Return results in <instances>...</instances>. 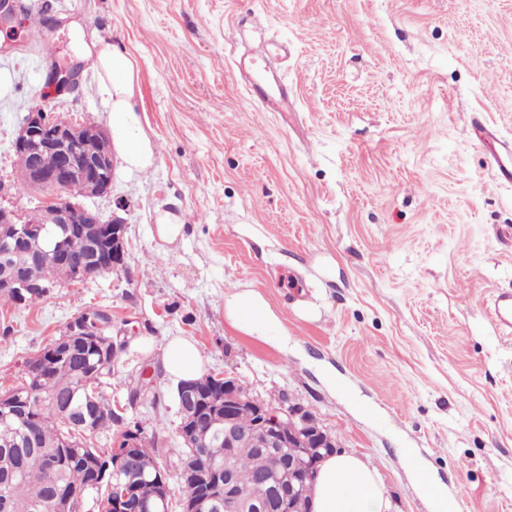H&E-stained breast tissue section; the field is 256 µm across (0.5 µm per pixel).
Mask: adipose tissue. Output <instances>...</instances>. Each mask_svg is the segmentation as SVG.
<instances>
[{
	"mask_svg": "<svg viewBox=\"0 0 512 512\" xmlns=\"http://www.w3.org/2000/svg\"><path fill=\"white\" fill-rule=\"evenodd\" d=\"M96 60L103 73L100 88L107 97L112 138L130 166H146L152 155L150 145L133 132L136 121L133 63L126 54L104 41L99 44ZM226 311L239 330L251 335H265L279 323L268 304L251 291L229 297ZM162 362L168 378L178 385L198 379L203 370L199 347L182 336L167 342ZM310 507L312 512H390L391 504L373 462L343 452L323 462Z\"/></svg>",
	"mask_w": 512,
	"mask_h": 512,
	"instance_id": "adipose-tissue-1",
	"label": "adipose tissue"
}]
</instances>
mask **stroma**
Instances as JSON below:
<instances>
[{
  "label": "stroma",
  "instance_id": "1",
  "mask_svg": "<svg viewBox=\"0 0 512 512\" xmlns=\"http://www.w3.org/2000/svg\"><path fill=\"white\" fill-rule=\"evenodd\" d=\"M56 23H15L0 55V206L28 215L12 142L32 105L108 124L99 42L134 64L143 169L114 157L112 190L86 199L127 224L128 272L61 280L34 306H0V374L28 361L79 311L111 312L122 349L107 389L161 369L174 336L206 373L311 409L343 451L370 457L392 512H512V334L490 296L512 290V0H21ZM244 40L230 43L232 28ZM266 51L288 109L246 92L240 55ZM80 86H47L55 65ZM496 138L475 144L476 124ZM183 224L160 239L166 219ZM261 295L286 328L240 331L224 309ZM140 338L148 352L133 350ZM137 406L182 444L175 387Z\"/></svg>",
  "mask_w": 512,
  "mask_h": 512
}]
</instances>
